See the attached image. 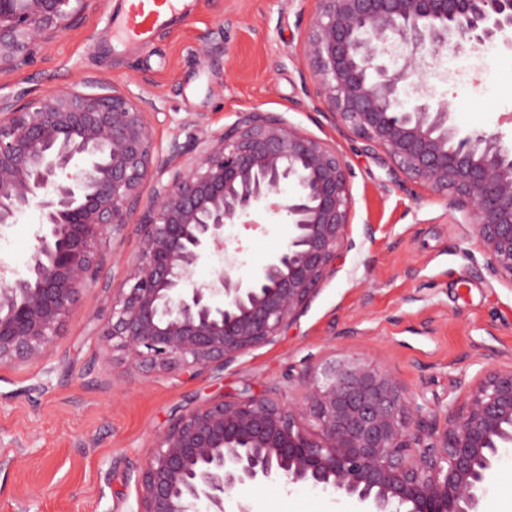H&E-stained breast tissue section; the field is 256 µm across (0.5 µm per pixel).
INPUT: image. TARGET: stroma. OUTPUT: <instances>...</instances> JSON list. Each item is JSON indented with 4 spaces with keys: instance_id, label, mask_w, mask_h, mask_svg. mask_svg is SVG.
<instances>
[{
    "instance_id": "stroma-1",
    "label": "stroma",
    "mask_w": 512,
    "mask_h": 512,
    "mask_svg": "<svg viewBox=\"0 0 512 512\" xmlns=\"http://www.w3.org/2000/svg\"><path fill=\"white\" fill-rule=\"evenodd\" d=\"M126 0H88L81 23L36 46L30 61L0 74L1 94L42 96L85 76L152 99L158 145H193L200 129L220 131L238 113L283 117L336 146L348 161L355 242L288 332L223 371L133 372L95 330L106 302L82 289L77 308L44 357L0 365V512H135L128 467L183 413L243 388L303 403L310 377L326 363L365 358L393 372L425 411L463 401L492 366L512 363V283L484 270L485 255L443 196L412 183L392 185L362 139L315 111L305 95L303 53L311 0H186L149 43L122 38ZM425 80L449 102L463 129L512 139V49L489 47L431 58ZM202 118L203 128L186 125ZM39 212L0 226V259L26 274ZM282 217L261 229L235 225L245 277L285 247ZM141 245L136 224L111 239L103 278L119 287ZM512 447L503 450L479 512H512ZM250 512H354L350 499L304 486L259 488Z\"/></svg>"
}]
</instances>
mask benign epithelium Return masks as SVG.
Returning <instances> with one entry per match:
<instances>
[{
    "label": "benign epithelium",
    "mask_w": 512,
    "mask_h": 512,
    "mask_svg": "<svg viewBox=\"0 0 512 512\" xmlns=\"http://www.w3.org/2000/svg\"><path fill=\"white\" fill-rule=\"evenodd\" d=\"M84 2L0 0V73L77 24ZM312 2L304 50L313 106L359 135L390 181L443 195L456 223L471 225L487 273L512 283V143L456 127L419 54L512 48V0ZM83 84L98 91L0 95V224L31 207L40 224L27 274L0 266V364L40 360L80 289L96 284L107 301L98 335L131 370L222 371L275 342L355 247L344 156L263 112L163 152L152 100L90 77ZM282 214L293 226L286 246L235 276L244 248L227 228L256 230L257 217ZM135 215L141 246L112 288L107 244ZM215 254L224 265L198 284L195 268ZM511 445L512 364L425 420L392 372L358 359L325 366L300 406L252 393L179 416L128 479L136 512H226L232 499L249 512L248 492L296 485L370 512H477Z\"/></svg>",
    "instance_id": "benign-epithelium-1"
}]
</instances>
